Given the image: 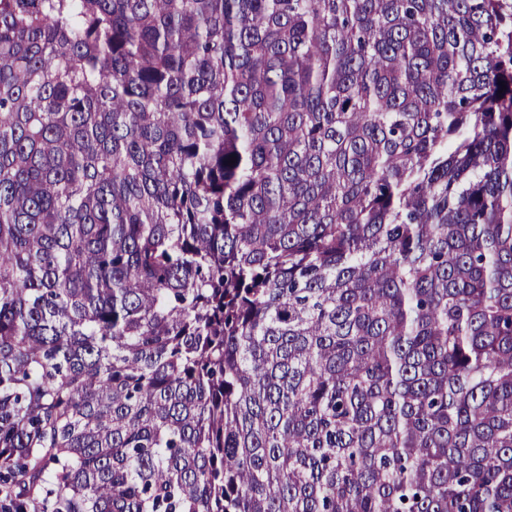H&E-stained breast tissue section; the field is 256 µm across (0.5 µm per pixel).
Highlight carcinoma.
Returning <instances> with one entry per match:
<instances>
[{
	"label": "carcinoma",
	"mask_w": 512,
	"mask_h": 512,
	"mask_svg": "<svg viewBox=\"0 0 512 512\" xmlns=\"http://www.w3.org/2000/svg\"><path fill=\"white\" fill-rule=\"evenodd\" d=\"M0 512H512V0H0Z\"/></svg>",
	"instance_id": "1"
}]
</instances>
